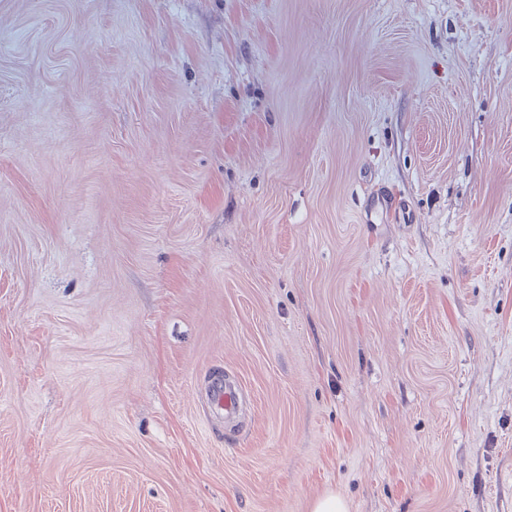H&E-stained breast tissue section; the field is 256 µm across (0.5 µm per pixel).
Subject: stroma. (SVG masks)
<instances>
[{"label":"stroma","mask_w":512,"mask_h":512,"mask_svg":"<svg viewBox=\"0 0 512 512\" xmlns=\"http://www.w3.org/2000/svg\"><path fill=\"white\" fill-rule=\"evenodd\" d=\"M329 492L512 512V0H0V512ZM210 399L217 407L224 409L225 414H228L236 408L238 389L225 380H217L211 386Z\"/></svg>","instance_id":"stroma-1"}]
</instances>
